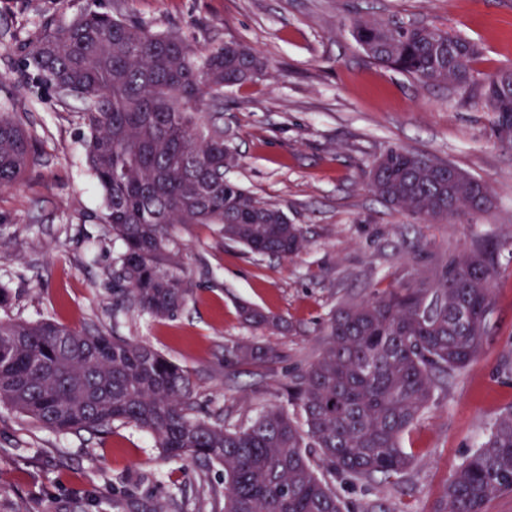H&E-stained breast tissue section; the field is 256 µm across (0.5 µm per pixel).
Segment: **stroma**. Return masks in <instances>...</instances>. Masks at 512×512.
<instances>
[{"label":"stroma","mask_w":512,"mask_h":512,"mask_svg":"<svg viewBox=\"0 0 512 512\" xmlns=\"http://www.w3.org/2000/svg\"><path fill=\"white\" fill-rule=\"evenodd\" d=\"M87 4L0 0V104L15 106L39 151L20 184L0 191V286L10 295L0 318L50 319L141 341L188 375L200 417L239 424L287 405L291 374L319 353L323 326L341 302L431 278L448 255L484 238L499 269L488 340L404 435L408 472L357 486L332 480L351 512H436L459 464L512 411V145L492 126L482 83L461 95L380 68L351 29L360 17L447 29L479 45L474 68L483 76L512 68V0H97L99 10L196 46L234 40L266 60L263 75L224 91V133L238 155L228 176L279 204L307 239L295 257H254L225 243L216 225H174L195 290L162 320L113 300L122 244L102 220V196L84 161L80 101L56 102L21 75L14 52L42 17L66 23ZM390 145L483 181L490 209L424 224L386 206L365 171ZM243 303L282 316L286 330L247 326ZM246 339L271 344L282 359L225 366V345ZM223 492L221 467L167 458L134 425L61 434L0 407V512H222Z\"/></svg>","instance_id":"35a3bbf8"}]
</instances>
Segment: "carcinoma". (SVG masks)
I'll list each match as a JSON object with an SVG mask.
<instances>
[{
  "label": "carcinoma",
  "mask_w": 512,
  "mask_h": 512,
  "mask_svg": "<svg viewBox=\"0 0 512 512\" xmlns=\"http://www.w3.org/2000/svg\"><path fill=\"white\" fill-rule=\"evenodd\" d=\"M353 35L376 65L414 81L466 92L478 45L427 25L372 18ZM23 63L63 102L81 100L85 158L104 197V219L122 241L112 294L127 308L169 318L193 293L172 246L175 224H217L224 240L255 256L293 257L301 225L226 176L224 88L251 81L263 59L235 42L204 49L125 15L88 9L67 24L44 18L17 47ZM498 135L512 130V69L484 77ZM37 138L13 108H0V189L38 160ZM382 202L419 222L451 224L490 208L488 187L462 170L429 165L397 146L371 164ZM494 248L479 239L450 255L432 280L336 308L321 352L289 381L293 411L271 406L245 424L195 415L189 378L147 345L54 322L0 320V404L60 433L134 424L171 459H203L224 470V512H349L324 472L351 484L398 478L411 466L401 438L430 408L436 387L476 360L496 308ZM243 320L285 329L280 316L244 305ZM276 350L224 346V364L266 362ZM512 492V412L448 480L436 512H484Z\"/></svg>",
  "instance_id": "obj_1"
}]
</instances>
